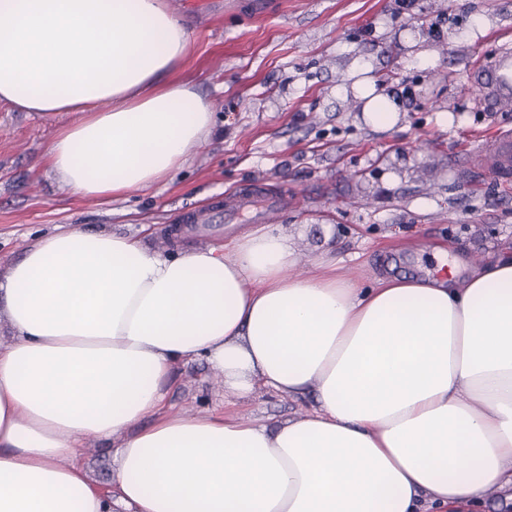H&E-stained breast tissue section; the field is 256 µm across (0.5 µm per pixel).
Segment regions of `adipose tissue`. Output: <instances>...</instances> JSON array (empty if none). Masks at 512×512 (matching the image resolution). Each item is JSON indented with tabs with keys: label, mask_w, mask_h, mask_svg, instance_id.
Wrapping results in <instances>:
<instances>
[{
	"label": "adipose tissue",
	"mask_w": 512,
	"mask_h": 512,
	"mask_svg": "<svg viewBox=\"0 0 512 512\" xmlns=\"http://www.w3.org/2000/svg\"><path fill=\"white\" fill-rule=\"evenodd\" d=\"M189 41L167 0H0V103L70 112L44 163L117 200L165 184L209 135V103L166 83ZM167 254L58 231L0 275V512H457L512 488V251L464 278L340 277L278 227ZM204 359L223 410L171 411ZM258 392L314 393L262 422ZM114 451L102 486L84 440Z\"/></svg>",
	"instance_id": "adipose-tissue-1"
}]
</instances>
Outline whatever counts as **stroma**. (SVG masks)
Here are the masks:
<instances>
[{
	"label": "stroma",
	"instance_id": "stroma-1",
	"mask_svg": "<svg viewBox=\"0 0 512 512\" xmlns=\"http://www.w3.org/2000/svg\"><path fill=\"white\" fill-rule=\"evenodd\" d=\"M189 51L168 76L214 112L208 140L166 184L102 203L65 191L41 161L65 123L0 104V273L39 237L105 228L165 232L188 211L258 189L280 199L297 271L328 255L365 280L394 264L422 274L512 248V180L492 177L467 149L512 131V109L490 110L472 72L512 50V0H167ZM398 103L392 125L371 121L357 83ZM174 411L220 406L224 387L205 361L178 368ZM259 396L246 413L276 420L310 409Z\"/></svg>",
	"mask_w": 512,
	"mask_h": 512
}]
</instances>
